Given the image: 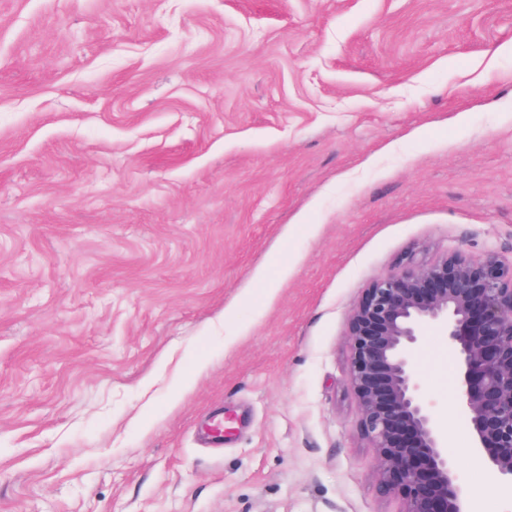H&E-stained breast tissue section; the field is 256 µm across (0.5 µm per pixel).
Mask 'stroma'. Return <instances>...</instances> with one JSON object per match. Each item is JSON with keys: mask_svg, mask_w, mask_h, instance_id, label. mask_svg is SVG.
<instances>
[{"mask_svg": "<svg viewBox=\"0 0 512 512\" xmlns=\"http://www.w3.org/2000/svg\"><path fill=\"white\" fill-rule=\"evenodd\" d=\"M452 251L512 260V0H0V512H402L349 319Z\"/></svg>", "mask_w": 512, "mask_h": 512, "instance_id": "obj_1", "label": "stroma"}]
</instances>
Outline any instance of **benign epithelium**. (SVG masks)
I'll return each mask as SVG.
<instances>
[{
    "instance_id": "obj_1",
    "label": "benign epithelium",
    "mask_w": 512,
    "mask_h": 512,
    "mask_svg": "<svg viewBox=\"0 0 512 512\" xmlns=\"http://www.w3.org/2000/svg\"><path fill=\"white\" fill-rule=\"evenodd\" d=\"M439 328L458 357V405L475 433L474 451L512 483V261L453 251L377 276L353 308L348 384L362 433L375 448L382 487L403 512H462L467 497L413 353Z\"/></svg>"
}]
</instances>
